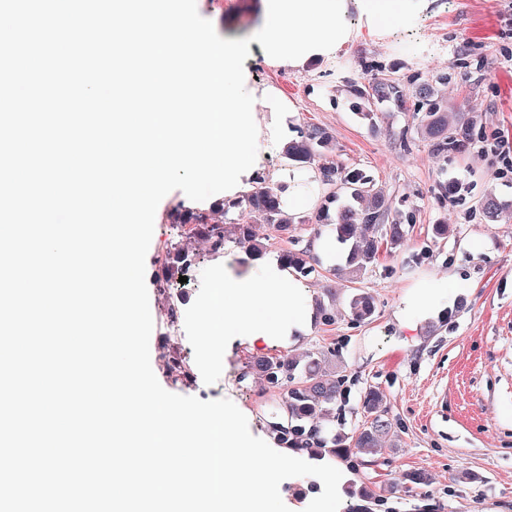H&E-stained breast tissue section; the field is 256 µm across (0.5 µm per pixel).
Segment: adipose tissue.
Returning a JSON list of instances; mask_svg holds the SVG:
<instances>
[{
  "label": "adipose tissue",
  "instance_id": "adipose-tissue-1",
  "mask_svg": "<svg viewBox=\"0 0 512 512\" xmlns=\"http://www.w3.org/2000/svg\"><path fill=\"white\" fill-rule=\"evenodd\" d=\"M296 279L279 264L264 266L260 278L215 276L199 316V350L217 361L215 342L223 336H293L311 313L295 293Z\"/></svg>",
  "mask_w": 512,
  "mask_h": 512
}]
</instances>
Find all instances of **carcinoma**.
Masks as SVG:
<instances>
[{"instance_id":"obj_1","label":"carcinoma","mask_w":512,"mask_h":512,"mask_svg":"<svg viewBox=\"0 0 512 512\" xmlns=\"http://www.w3.org/2000/svg\"><path fill=\"white\" fill-rule=\"evenodd\" d=\"M381 71V65L369 64L366 68L371 74L368 82L348 80L346 87L355 99L357 115L371 125L379 112L412 113L411 126L395 133L400 148L409 150L412 139L418 138L436 153L444 155L464 151L476 141L477 116L448 111V100L435 87L437 83H446L448 75L430 80L413 72L401 78H385L377 76ZM335 148L333 133L313 125L299 131L297 137L289 140L282 149L287 164L316 168L322 184L328 188L312 215L300 220L289 212L281 204V187L262 175L248 191L232 201V206L242 207L248 213L262 214L272 229L284 235L298 223L309 224L316 241L322 237L321 227H330L334 240L346 246L347 269L358 279L375 263L381 245L395 251L404 244L407 229L400 211L392 207L369 174L327 162L328 154ZM480 208L490 221L509 212L507 203L493 194L486 195ZM171 218L175 224L192 225L185 232V239H203L214 252L224 249V244L230 240L251 257L265 254L264 245L257 239L252 224L237 222L228 226L179 207L171 211ZM194 260L188 244L174 247L173 253L169 254L165 278L157 282V287H165ZM277 261L301 278L315 270L317 259L308 246L283 249L277 255ZM374 309V299L365 291L353 294L348 301L349 313L357 322L370 319ZM322 358L324 355L320 352L308 353L300 359L278 355L246 365L242 377L251 374L262 377L278 398L277 410L267 422L271 438L286 451L326 453L344 461L361 450L378 452L379 439L394 434L393 423L379 414V394L370 390L364 397V407L371 415L369 426L355 437L336 433L333 412L342 396L345 378L324 377Z\"/></svg>"}]
</instances>
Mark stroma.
<instances>
[{"label":"stroma","mask_w":512,"mask_h":512,"mask_svg":"<svg viewBox=\"0 0 512 512\" xmlns=\"http://www.w3.org/2000/svg\"><path fill=\"white\" fill-rule=\"evenodd\" d=\"M397 3L377 27L366 0H342L348 30L338 48L286 65L265 57L253 39L263 26L265 0H196L220 37L249 39L245 79L258 92L254 110L261 125L331 129L333 160L365 170L397 209L413 213L414 222L404 246L380 251L361 280L343 275L344 251L320 255L300 294L306 305L335 298L334 323L314 321L300 335L250 347L237 338L225 340L224 364L214 367L198 353L195 322L212 281L215 257L208 245L192 242L198 257L186 282L172 281L164 292L155 284L180 239L172 206L208 215L213 202L171 191L156 210L146 285L158 310L179 300L185 316L177 328L162 316L154 323L151 366L169 392L194 396L206 389L230 399L250 432L265 440L273 401L263 380L242 378L246 363L335 352L337 374L350 378L346 398L336 406L337 431L352 436L365 427L363 399L371 388L396 430L377 454L357 455L351 464L336 461L342 473L339 512H357L363 490L385 498L387 512H512V218L490 224L480 211L487 193L512 198V188L499 177L512 163V0ZM370 61L428 78L447 74L443 93L449 107L481 114L482 139L497 144V151L482 157L471 148L445 157L420 141L401 150L393 132L410 123V113L386 112L369 125L344 89L346 80H363ZM453 178L462 190L438 207L439 181ZM438 224L447 225V235L435 234ZM448 274L458 287H441ZM421 286L427 300L411 306ZM360 290L375 300V313L365 323L352 320L347 310L349 297ZM167 355L183 360L191 382L166 372ZM414 471L425 473L427 483H409L406 476Z\"/></svg>","instance_id":"stroma-1"}]
</instances>
